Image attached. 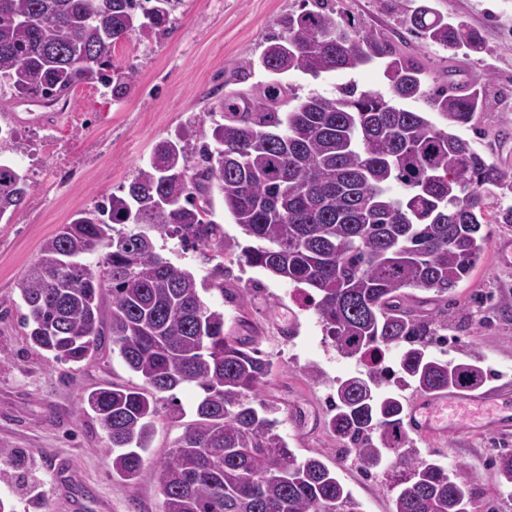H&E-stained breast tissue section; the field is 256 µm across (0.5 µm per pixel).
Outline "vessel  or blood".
Returning <instances> with one entry per match:
<instances>
[{
    "label": "vessel or blood",
    "mask_w": 512,
    "mask_h": 512,
    "mask_svg": "<svg viewBox=\"0 0 512 512\" xmlns=\"http://www.w3.org/2000/svg\"><path fill=\"white\" fill-rule=\"evenodd\" d=\"M409 431L425 439L447 436L462 426L500 435L512 432V394L500 387L440 391L408 405Z\"/></svg>",
    "instance_id": "vessel-or-blood-1"
}]
</instances>
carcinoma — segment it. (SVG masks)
I'll return each mask as SVG.
<instances>
[{"mask_svg":"<svg viewBox=\"0 0 512 512\" xmlns=\"http://www.w3.org/2000/svg\"><path fill=\"white\" fill-rule=\"evenodd\" d=\"M180 0H0V111L53 109L74 89L98 82L121 99L134 67L112 64L119 43L163 34ZM410 33L446 49L482 53L480 34L461 17L422 4L406 13ZM384 64L389 95L358 91L312 95L286 112V87L261 100L222 102L224 122L202 144L189 173L185 146L165 140L128 189L77 212L41 246L20 284L31 345L56 362L79 363L112 344L142 380L107 382L79 402L112 448V472L151 481L163 512H358L336 471L316 456L298 458L277 433L276 406L257 399L272 372L250 338L224 335V311L203 291L224 296V265L206 285L156 251L153 231L187 250L239 258L300 286L337 352L360 360L400 350L401 380L420 392L479 386L483 369L430 351L444 325L436 309L481 257L482 226L512 223V174L487 163L452 128L484 109L481 90L428 86L431 71L393 41L336 20V10L290 14L260 57L268 72L314 78ZM424 98L442 129L396 100ZM218 189L243 246L208 219ZM32 190L11 161L0 162V220ZM132 226L123 230L119 225ZM145 226L148 231L136 230ZM103 251L94 264L84 257ZM426 292L417 296L411 290ZM203 391L197 420L174 448L149 461L162 394L184 385ZM404 404L385 372L336 382L327 422L375 473L390 457L393 512H468L469 475L406 456ZM512 487V453L494 462Z\"/></svg>","mask_w":512,"mask_h":512,"instance_id":"1","label":"carcinoma"}]
</instances>
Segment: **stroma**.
<instances>
[{
  "label": "stroma",
  "instance_id": "35a3bbf8",
  "mask_svg": "<svg viewBox=\"0 0 512 512\" xmlns=\"http://www.w3.org/2000/svg\"><path fill=\"white\" fill-rule=\"evenodd\" d=\"M336 13L355 20L365 32L400 34V18L388 0H331ZM448 14L464 16L480 33V54L447 50L408 37L433 74L482 87L486 101L475 121L457 127L487 162L512 172V0H433ZM305 0H181L170 29L150 42L119 46L115 65L136 66L137 84L120 100L100 94L98 85L78 86L73 113L44 116L17 107L0 112V128L16 127L17 144L6 159L28 175L32 193L10 220L0 221V448L25 456L37 476L38 493L27 496L20 473L0 463V499L13 512H71L70 495L53 481L55 463L67 460L87 497L85 512H163L155 484H127L112 477V455L99 422L76 413L80 398L106 382L139 385V378L111 348L88 361L57 363L29 343L21 322L25 311L19 284L36 260L42 242L69 223L73 214L128 185L162 141L182 138L190 163L204 130L210 129L225 98H257L273 77L262 68H244L258 59L270 37L282 31L289 13ZM491 80H484V73ZM293 96H335L348 84L387 92L381 66L327 72L314 78L291 71L281 78ZM481 262L454 289L443 321L448 361H479L486 387L512 388V265L498 260V242L512 239L511 224H488ZM157 252L206 280L224 265V294L207 295L224 310V330L254 340L270 358L273 372L258 397L277 409L278 433L300 457L316 455L339 476L361 512H392L386 475H367L326 422L328 397L336 381L354 376L353 360L341 357L313 310L297 304L289 280L251 267L238 256L206 259L182 250L174 239L155 238ZM201 395L196 386L175 390L155 422L149 458L164 456L185 426L194 422ZM512 452V434L490 436L469 430L440 439L413 438L412 455L465 467L472 479L470 512H512V488L501 486L494 458Z\"/></svg>",
  "mask_w": 512,
  "mask_h": 512
}]
</instances>
